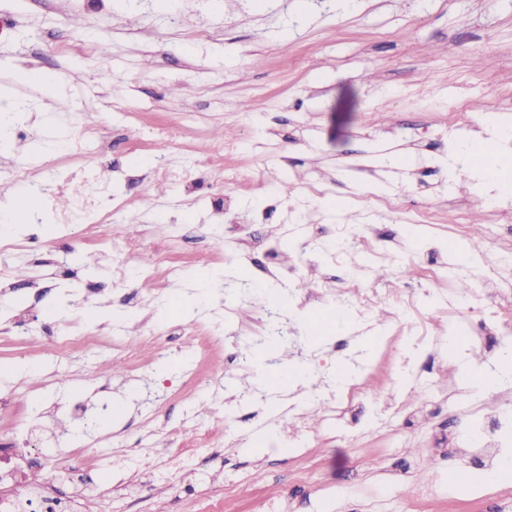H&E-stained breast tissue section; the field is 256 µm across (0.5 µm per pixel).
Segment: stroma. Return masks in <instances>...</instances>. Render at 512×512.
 Masks as SVG:
<instances>
[{
  "label": "stroma",
  "instance_id": "obj_1",
  "mask_svg": "<svg viewBox=\"0 0 512 512\" xmlns=\"http://www.w3.org/2000/svg\"><path fill=\"white\" fill-rule=\"evenodd\" d=\"M181 20L157 27L155 0H0V92L29 103L22 130L0 150V203L20 201L10 163L30 161L27 177L52 185L68 151L47 136L98 128V176L110 187L104 209H116L111 242L91 248L89 224L48 226V210L67 211L70 193L52 206H32L11 234L28 249L0 254V330L25 332L26 350L0 346V435L28 431L14 452L64 439L101 452L141 453L164 466L180 446L177 434L193 421L215 444L214 456L171 472L160 488L147 469L116 473L122 489L112 512H512V481L450 492L449 475L470 471L474 458L453 456L466 416L492 415L512 402V377L483 392L471 386L448 341L463 316L456 306L400 299L360 318L355 308L381 288L454 291L457 278L493 293L488 311L500 321L499 341H469L479 369L502 359L512 340V275L484 259L456 265L452 243L480 223V242L512 252V185L478 179L465 153L481 139L512 127V0H175ZM106 37L98 63L82 48L61 43L86 33ZM487 66H472L475 46ZM48 73L51 89L14 78V68ZM250 111H239L241 101ZM489 113L477 127L474 111ZM223 131L240 147L225 170L208 163ZM172 144L186 179L164 180L149 164L158 136ZM288 174L293 190L273 184ZM230 197L247 234L227 233L211 204ZM344 200L341 212L324 198ZM280 211L254 223L272 203ZM297 207L295 225L282 212ZM423 224L409 227L403 214ZM344 225L363 236L365 272L332 262L319 246ZM160 240L176 242L183 272L166 295L154 276L128 279L112 293L113 267L139 266ZM437 247L443 263L427 269L424 251ZM413 266L414 277L401 269ZM386 267L378 280L373 269ZM246 277L253 292L226 297L227 281ZM286 287L284 335L266 359L246 356L263 335L258 311L266 286ZM71 293L72 308L55 305ZM22 306H13L16 297ZM193 301L185 309L184 301ZM81 317L120 346L158 330L178 358L142 347L136 366L118 351L78 352L66 358L44 344L46 328L69 331ZM426 337L410 354L406 325ZM209 344L205 357L183 347L194 326ZM411 360L428 393L401 387L398 367ZM298 368L332 381L345 372L360 396L331 422L310 402L305 379L286 392L268 390V370ZM78 394L83 413H63Z\"/></svg>",
  "mask_w": 512,
  "mask_h": 512
}]
</instances>
